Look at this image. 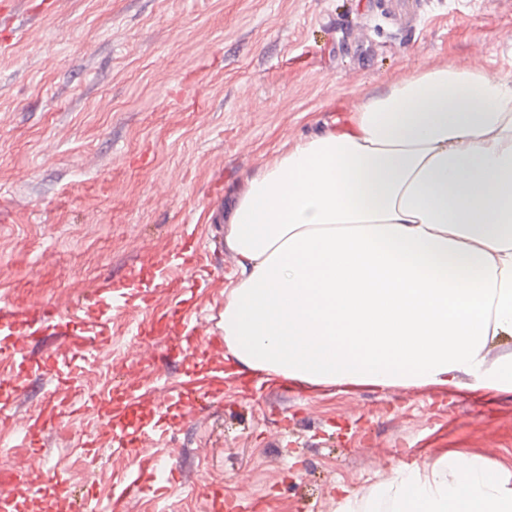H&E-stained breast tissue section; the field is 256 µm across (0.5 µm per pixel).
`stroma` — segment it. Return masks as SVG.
Wrapping results in <instances>:
<instances>
[{"instance_id": "35a3bbf8", "label": "stroma", "mask_w": 512, "mask_h": 512, "mask_svg": "<svg viewBox=\"0 0 512 512\" xmlns=\"http://www.w3.org/2000/svg\"><path fill=\"white\" fill-rule=\"evenodd\" d=\"M37 16L13 32L0 22V285L25 284L59 308L85 289L122 281L141 249L224 233L248 177L289 144L333 126L364 95L417 67L450 60L512 72V0H27ZM149 344L131 339L128 313L98 310L108 334L99 366L120 360L147 376L145 399L112 395V437L85 450L95 411L50 436L39 414L64 382L96 391V372L44 364L76 342L33 346L20 417L41 445L22 470L45 491L21 512H70L72 497L112 493L126 449L191 472L127 500L124 512H215L208 488L265 512L365 508L401 453L425 460L467 451L512 475V393L434 386L323 385L299 397L278 379L243 390L233 359L177 354L179 325L166 288ZM223 377L219 404L191 414L159 405L162 383ZM155 432L142 446L138 427Z\"/></svg>"}]
</instances>
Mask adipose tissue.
<instances>
[{
    "instance_id": "1",
    "label": "adipose tissue",
    "mask_w": 512,
    "mask_h": 512,
    "mask_svg": "<svg viewBox=\"0 0 512 512\" xmlns=\"http://www.w3.org/2000/svg\"><path fill=\"white\" fill-rule=\"evenodd\" d=\"M224 343L301 384L512 393V75L416 68L247 181ZM389 512H512V479L459 450L397 465Z\"/></svg>"
}]
</instances>
